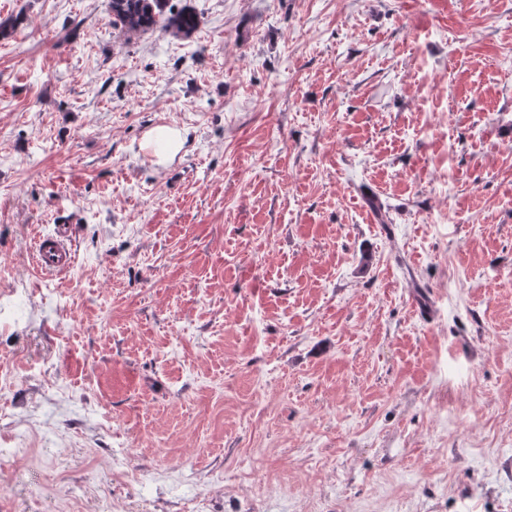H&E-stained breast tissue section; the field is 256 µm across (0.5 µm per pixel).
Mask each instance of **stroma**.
<instances>
[{"instance_id": "35a3bbf8", "label": "stroma", "mask_w": 512, "mask_h": 512, "mask_svg": "<svg viewBox=\"0 0 512 512\" xmlns=\"http://www.w3.org/2000/svg\"><path fill=\"white\" fill-rule=\"evenodd\" d=\"M109 2L0 0V512H512V0ZM166 0H111L114 17L125 32L136 35L156 25V17L163 11ZM72 226L54 225L50 233L39 235L35 244L34 263L37 269L51 275L70 268L73 263Z\"/></svg>"}]
</instances>
